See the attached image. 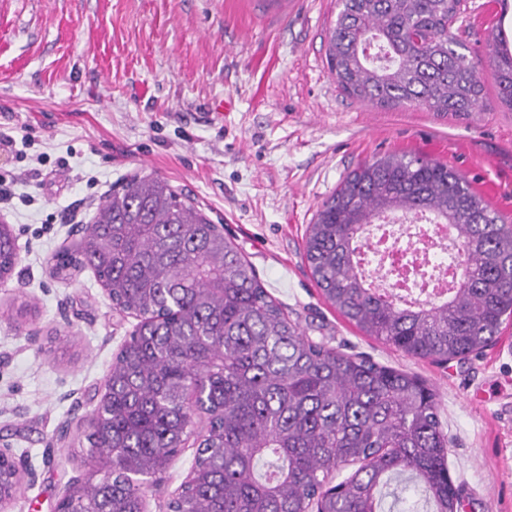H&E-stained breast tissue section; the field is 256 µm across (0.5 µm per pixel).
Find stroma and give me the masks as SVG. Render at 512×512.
I'll return each mask as SVG.
<instances>
[{"label": "stroma", "instance_id": "35a3bbf8", "mask_svg": "<svg viewBox=\"0 0 512 512\" xmlns=\"http://www.w3.org/2000/svg\"><path fill=\"white\" fill-rule=\"evenodd\" d=\"M463 5L451 32L481 59L490 104L464 119L345 94L326 61L336 0H0V220L19 252L0 284V442L34 473L10 512H56L93 467L92 411L137 319L55 256L136 172L223 225L307 335L425 380L464 512H512V319L479 356L414 358L341 317L304 258L322 203L386 155L447 163L512 222V109L485 61L491 36L512 40V7ZM206 429L197 419L145 512H167Z\"/></svg>", "mask_w": 512, "mask_h": 512}]
</instances>
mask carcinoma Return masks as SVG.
<instances>
[{
    "mask_svg": "<svg viewBox=\"0 0 512 512\" xmlns=\"http://www.w3.org/2000/svg\"><path fill=\"white\" fill-rule=\"evenodd\" d=\"M461 0H338L327 63L341 90L380 107L438 114L486 109L485 84L449 33ZM498 99L512 108V46L491 44ZM435 215L454 226L465 273L450 295L409 307L373 288L362 233L382 216ZM0 223V277L16 261ZM80 258L112 304L140 318L93 411L87 455L112 467L84 512H142L139 482L164 472L198 415L190 512H382L413 486L427 512H460L436 394L418 376L344 353L291 321L244 255L165 179L135 174L105 196ZM305 259L326 302L363 333L419 359L488 347L512 318V228L448 165L405 155L345 177L308 227ZM354 470L338 483L340 471Z\"/></svg>",
    "mask_w": 512,
    "mask_h": 512,
    "instance_id": "cac0c4a2",
    "label": "carcinoma"
}]
</instances>
